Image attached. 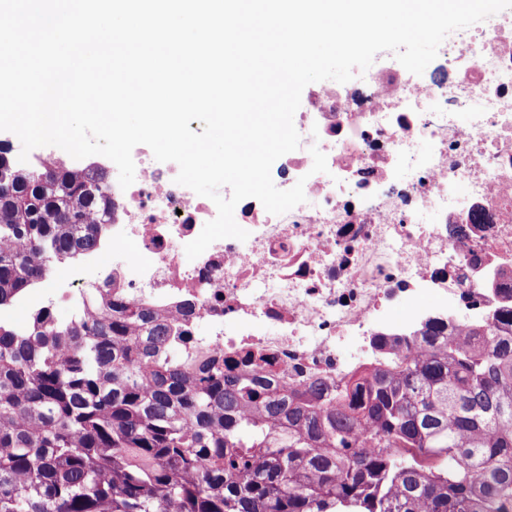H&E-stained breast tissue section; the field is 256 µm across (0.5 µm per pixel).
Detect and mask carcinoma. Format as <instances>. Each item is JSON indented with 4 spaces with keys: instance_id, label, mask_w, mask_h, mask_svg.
I'll return each mask as SVG.
<instances>
[{
    "instance_id": "carcinoma-1",
    "label": "carcinoma",
    "mask_w": 512,
    "mask_h": 512,
    "mask_svg": "<svg viewBox=\"0 0 512 512\" xmlns=\"http://www.w3.org/2000/svg\"><path fill=\"white\" fill-rule=\"evenodd\" d=\"M0 312L96 248L102 175L0 142ZM177 317L86 298L60 324L0 318V512H512V306L442 317L334 398L182 357Z\"/></svg>"
}]
</instances>
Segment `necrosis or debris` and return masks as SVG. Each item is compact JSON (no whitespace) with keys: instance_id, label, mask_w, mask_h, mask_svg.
Listing matches in <instances>:
<instances>
[{"instance_id":"necrosis-or-debris-1","label":"necrosis or debris","mask_w":512,"mask_h":512,"mask_svg":"<svg viewBox=\"0 0 512 512\" xmlns=\"http://www.w3.org/2000/svg\"><path fill=\"white\" fill-rule=\"evenodd\" d=\"M294 125L299 149L271 169L306 201L281 215L247 198L225 238L187 259L217 215L140 150L135 181H111L97 285L154 309L191 301L192 343L242 360L278 390L344 387L377 368L375 334H410L432 316L489 323L512 273V8L448 37L422 75L395 57L350 82L313 83ZM328 170L312 173L311 147ZM466 226L458 234V226ZM75 270L18 298L79 309ZM205 335H197V327Z\"/></svg>"}]
</instances>
